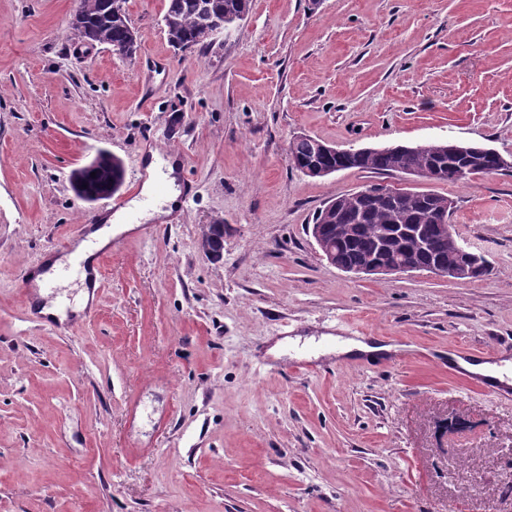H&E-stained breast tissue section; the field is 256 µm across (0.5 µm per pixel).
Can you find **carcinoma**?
Wrapping results in <instances>:
<instances>
[{
    "label": "carcinoma",
    "instance_id": "carcinoma-1",
    "mask_svg": "<svg viewBox=\"0 0 512 512\" xmlns=\"http://www.w3.org/2000/svg\"><path fill=\"white\" fill-rule=\"evenodd\" d=\"M251 0H168L163 16L164 32L172 47L180 52L202 49L209 44L207 30L221 22L229 25L249 13ZM71 39L90 45H112L126 49L132 56L137 49L136 37L127 12H114L109 0H80V10L70 21ZM291 154L299 161L314 156L312 144L306 139L290 144ZM429 162L422 152L390 151L354 152L342 157L320 160L324 167L339 166L344 170L360 169L381 174H392L401 167H423ZM444 196L429 192L408 190L401 208V223L422 224L425 231L438 235V225L427 219ZM338 209L336 223L349 227L351 243L338 251V260L345 266L359 265L370 257L373 239L386 224L393 223L392 213L374 206L368 198L335 197Z\"/></svg>",
    "mask_w": 512,
    "mask_h": 512
}]
</instances>
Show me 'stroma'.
Segmentation results:
<instances>
[{
	"mask_svg": "<svg viewBox=\"0 0 512 512\" xmlns=\"http://www.w3.org/2000/svg\"><path fill=\"white\" fill-rule=\"evenodd\" d=\"M76 0H0V512H512V397L448 355L512 351V171L465 183L292 168L341 148L441 139L512 155V0H252L175 53L166 0H127L134 57L71 41ZM196 184L170 224L98 255L66 329L28 272L110 212L71 184L105 150L143 186L148 149ZM448 196L488 275L358 277L307 231L334 195ZM224 227L213 261L199 242ZM376 336L379 362L275 361L276 339Z\"/></svg>",
	"mask_w": 512,
	"mask_h": 512,
	"instance_id": "35a3bbf8",
	"label": "stroma"
}]
</instances>
